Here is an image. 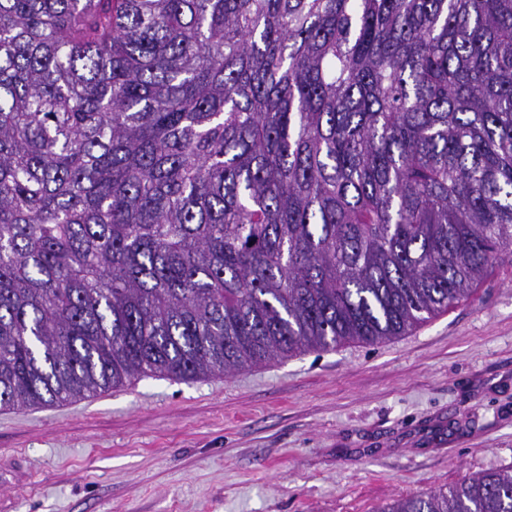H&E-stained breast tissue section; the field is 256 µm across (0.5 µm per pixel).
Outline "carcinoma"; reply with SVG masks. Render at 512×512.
I'll return each mask as SVG.
<instances>
[{"label":"carcinoma","instance_id":"cac0c4a2","mask_svg":"<svg viewBox=\"0 0 512 512\" xmlns=\"http://www.w3.org/2000/svg\"><path fill=\"white\" fill-rule=\"evenodd\" d=\"M505 255L512 0H0V409L384 343Z\"/></svg>","mask_w":512,"mask_h":512}]
</instances>
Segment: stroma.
<instances>
[{
  "instance_id": "35a3bbf8",
  "label": "stroma",
  "mask_w": 512,
  "mask_h": 512,
  "mask_svg": "<svg viewBox=\"0 0 512 512\" xmlns=\"http://www.w3.org/2000/svg\"><path fill=\"white\" fill-rule=\"evenodd\" d=\"M512 469V258L410 333L0 411V512H373Z\"/></svg>"
}]
</instances>
